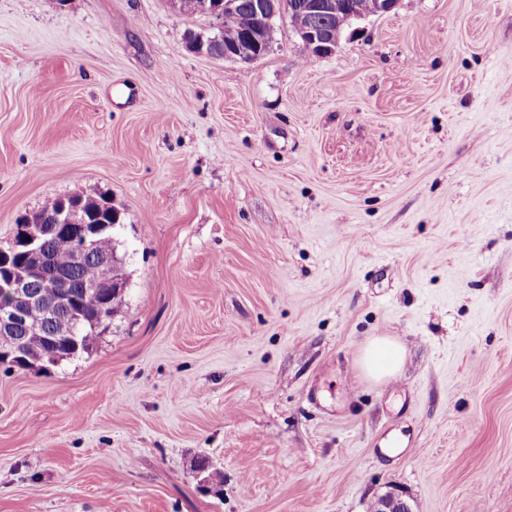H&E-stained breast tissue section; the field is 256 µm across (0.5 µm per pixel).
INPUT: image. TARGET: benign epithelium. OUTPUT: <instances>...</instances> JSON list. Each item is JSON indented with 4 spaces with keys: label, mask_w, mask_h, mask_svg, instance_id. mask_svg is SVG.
Instances as JSON below:
<instances>
[{
    "label": "benign epithelium",
    "mask_w": 512,
    "mask_h": 512,
    "mask_svg": "<svg viewBox=\"0 0 512 512\" xmlns=\"http://www.w3.org/2000/svg\"><path fill=\"white\" fill-rule=\"evenodd\" d=\"M285 0H261L257 4L262 16L256 32L241 37H224V60L252 63L273 50V24L282 11ZM399 0H365L357 9L345 0H297L295 9L308 15L324 14L331 19L326 25L310 26L300 32L308 45H314L322 54L333 51L345 27L355 21L391 12ZM119 226L117 217L112 223H94L87 219L81 205L63 206L55 223H40L34 216L16 225L9 248L0 249V357L19 352L17 332L28 335L44 334L41 326L27 320L26 310L33 306L44 309L53 320L57 336H92L110 318L112 296L120 295L123 282L116 274V260L109 250L98 249L104 240H114ZM65 236L73 243L70 262L81 267L88 260L95 263V278L85 288L99 294L98 307L89 311L79 298L68 290L65 274L52 264L45 247L50 237ZM375 512H413L403 494L392 489L377 499Z\"/></svg>",
    "instance_id": "7a95c632"
}]
</instances>
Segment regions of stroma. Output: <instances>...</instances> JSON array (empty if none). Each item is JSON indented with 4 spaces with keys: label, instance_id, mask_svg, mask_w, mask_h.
I'll return each instance as SVG.
<instances>
[{
    "label": "stroma",
    "instance_id": "obj_1",
    "mask_svg": "<svg viewBox=\"0 0 512 512\" xmlns=\"http://www.w3.org/2000/svg\"><path fill=\"white\" fill-rule=\"evenodd\" d=\"M210 28L0 0V246L104 195L124 282L88 351L0 364V512H512V0H399L323 57ZM404 360L405 350L396 339L377 336L365 343L360 365L368 377L381 383L398 375ZM375 512H413L410 502L397 489L387 491L377 499Z\"/></svg>",
    "mask_w": 512,
    "mask_h": 512
}]
</instances>
